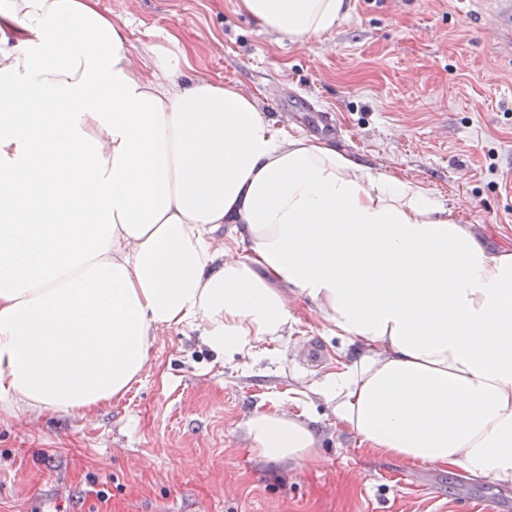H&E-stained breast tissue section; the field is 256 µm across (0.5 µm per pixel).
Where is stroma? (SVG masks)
Here are the masks:
<instances>
[{
  "instance_id": "stroma-1",
  "label": "stroma",
  "mask_w": 512,
  "mask_h": 512,
  "mask_svg": "<svg viewBox=\"0 0 512 512\" xmlns=\"http://www.w3.org/2000/svg\"><path fill=\"white\" fill-rule=\"evenodd\" d=\"M127 20L139 63L176 33L196 73L255 95L306 135L418 182L512 247V48L496 37L500 0H353L334 31L276 40L236 0H101ZM297 302L301 322L276 356L219 357L197 333L155 336L140 382L86 414L0 406V512H512V491L361 448L319 398L298 391L349 349ZM319 340L325 363L300 356ZM306 411L316 459L265 464L248 447L255 411Z\"/></svg>"
}]
</instances>
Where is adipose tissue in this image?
<instances>
[{
	"label": "adipose tissue",
	"instance_id": "ef3b65f1",
	"mask_svg": "<svg viewBox=\"0 0 512 512\" xmlns=\"http://www.w3.org/2000/svg\"><path fill=\"white\" fill-rule=\"evenodd\" d=\"M237 7L303 42L352 2ZM126 27L100 0H0V402L90 413L140 381L157 331L252 357L304 297L353 349L310 387L338 429L512 488V248L489 252L419 183L190 75L177 35L138 64ZM244 426L260 461L318 454L304 413Z\"/></svg>",
	"mask_w": 512,
	"mask_h": 512
}]
</instances>
